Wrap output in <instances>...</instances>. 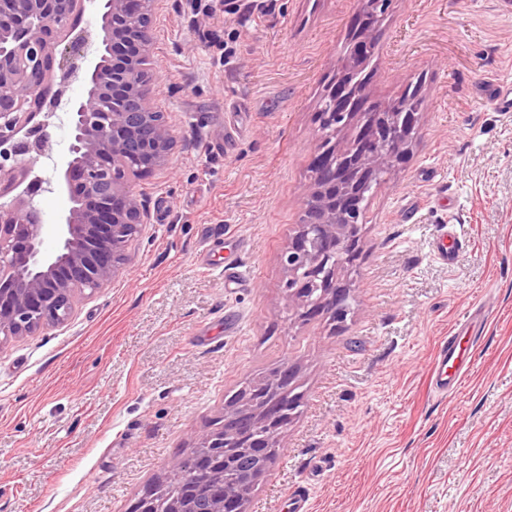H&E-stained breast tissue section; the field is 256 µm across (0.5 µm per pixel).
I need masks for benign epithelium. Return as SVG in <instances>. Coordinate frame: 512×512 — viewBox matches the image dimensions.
<instances>
[{
	"mask_svg": "<svg viewBox=\"0 0 512 512\" xmlns=\"http://www.w3.org/2000/svg\"><path fill=\"white\" fill-rule=\"evenodd\" d=\"M0 0V335L26 336L46 325L67 322L76 294L107 285L130 260V248L145 223L144 209L130 188L133 176L167 164L174 137L165 113L152 104L148 53L156 0ZM101 17V40L129 47L123 60L108 64L99 54L83 58L86 93L70 101L71 145L58 171L55 191L69 207L58 222L42 224L35 198L45 191L43 179L26 157L46 147L47 122H33L45 106L63 93L62 83L74 72L57 76V56L78 54L79 38L63 42L87 7ZM391 0H359L360 14H388ZM369 38L359 36L338 59L335 97L327 112L318 113L316 150L304 203H313L325 189L349 177L363 182L368 193L391 173L416 129L418 113L401 112L395 131L382 135L366 114L347 111L346 100L373 106L366 89L341 83L354 70L353 57L364 55ZM355 133L344 145H329L323 131ZM364 208L352 201L317 218L303 220L281 254L286 271L288 308L302 320L329 316L346 320L351 288L340 273L353 266L359 252ZM53 231L57 246L43 244ZM295 366L286 364L258 383L241 389L224 405L223 423L202 433L191 453L170 466L169 475L190 473L213 483L212 512H246L254 488L264 479L245 463L246 482L224 473L230 449L250 448L262 455L282 447V434L301 404ZM189 498L170 499L152 488L134 503L132 512H189Z\"/></svg>",
	"mask_w": 512,
	"mask_h": 512,
	"instance_id": "benign-epithelium-1",
	"label": "benign epithelium"
}]
</instances>
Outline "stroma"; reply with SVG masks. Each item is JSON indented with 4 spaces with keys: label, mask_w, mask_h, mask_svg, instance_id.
<instances>
[{
    "label": "stroma",
    "mask_w": 512,
    "mask_h": 512,
    "mask_svg": "<svg viewBox=\"0 0 512 512\" xmlns=\"http://www.w3.org/2000/svg\"><path fill=\"white\" fill-rule=\"evenodd\" d=\"M222 3L161 2L149 74L175 146L132 179L149 220L130 264L66 323L0 342V512H131L227 396L287 362L302 412L248 512H295L299 485L308 512H512V0H393L369 91L417 82L425 104L369 202L341 323L292 315L280 255L359 2ZM445 224L466 234L448 266ZM478 306L473 364L438 395L436 348ZM448 237L453 240L462 239L461 233H457L456 229L448 231V225L445 224L440 229L438 243L433 248L434 256L443 264L448 265L456 260V252L448 247Z\"/></svg>",
    "instance_id": "1"
}]
</instances>
